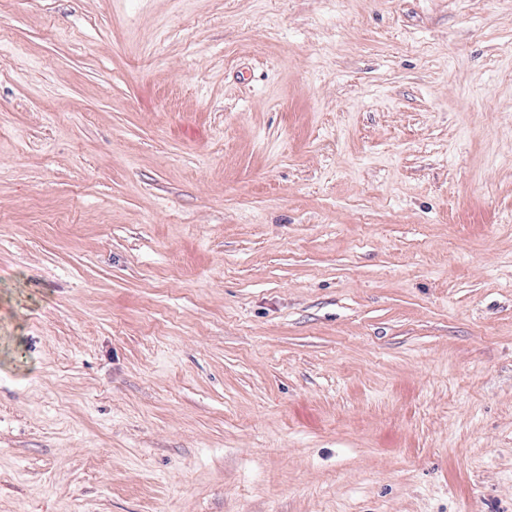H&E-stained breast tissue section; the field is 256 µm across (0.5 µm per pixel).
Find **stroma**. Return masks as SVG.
I'll return each instance as SVG.
<instances>
[{
    "label": "stroma",
    "mask_w": 512,
    "mask_h": 512,
    "mask_svg": "<svg viewBox=\"0 0 512 512\" xmlns=\"http://www.w3.org/2000/svg\"><path fill=\"white\" fill-rule=\"evenodd\" d=\"M0 512H512V0H0Z\"/></svg>",
    "instance_id": "35a3bbf8"
}]
</instances>
